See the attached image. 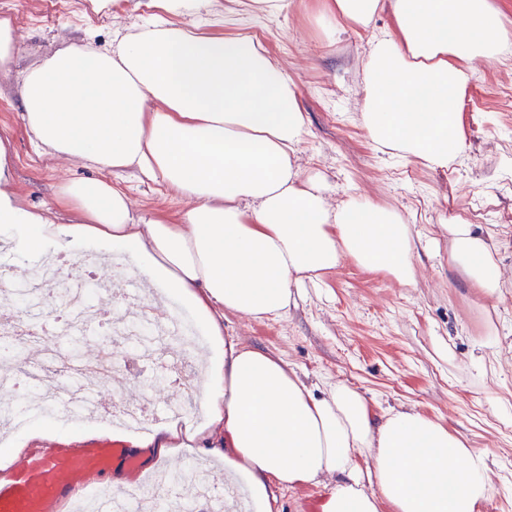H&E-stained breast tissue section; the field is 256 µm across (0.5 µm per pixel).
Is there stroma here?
<instances>
[{
  "mask_svg": "<svg viewBox=\"0 0 512 512\" xmlns=\"http://www.w3.org/2000/svg\"><path fill=\"white\" fill-rule=\"evenodd\" d=\"M321 0H288L274 18L209 9L182 16L189 29L258 34L295 81L309 134L296 163L324 176L330 198L362 197L398 210L420 244L414 255L415 285L383 271L343 262L306 284L286 316L254 320L230 315L224 333L284 359L311 383L345 380L368 399L375 413L415 410L466 438L487 453L493 489L482 512H512V64L477 65L458 110L466 149L447 170L377 151L357 121L364 93L358 65L373 37L393 32L390 13L369 29L327 37L319 20ZM148 6H123L119 15L94 11L91 0H0V14L17 27L20 67L48 57L62 40L94 38L109 46L116 36L136 33L155 15ZM0 131L15 148V181L32 205L52 202L57 186L89 176L84 165L40 157L19 118L12 76L0 74ZM121 186L139 212L176 214L188 201L161 182L125 176ZM464 215L497 237L505 271L500 297L489 299L466 285L448 264V247H433L448 211ZM114 358L129 369L126 383L95 386L107 410L95 418L72 414L31 419L76 437L90 423L118 427V409L145 406L151 415L183 407L190 421L204 419L201 394L148 366L122 336L112 338Z\"/></svg>",
  "mask_w": 512,
  "mask_h": 512,
  "instance_id": "obj_1",
  "label": "stroma"
}]
</instances>
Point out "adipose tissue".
<instances>
[{
	"mask_svg": "<svg viewBox=\"0 0 512 512\" xmlns=\"http://www.w3.org/2000/svg\"><path fill=\"white\" fill-rule=\"evenodd\" d=\"M165 21L105 48L68 42L16 70L23 130L38 154L94 170L65 181L51 205L24 203L12 142L0 135V245L42 256L98 243L192 310L209 340L204 422L118 434L160 460L177 448L223 456L254 512L278 494L328 488L322 512H478L491 493L487 456L411 409L374 414L342 381L308 384L281 357L225 335L233 313L285 315L294 290L350 259L413 283L416 248L402 215L355 197L330 204L320 174L296 164L309 133L297 86L257 34L189 30L200 0H151ZM390 12L393 33L362 62L358 120L380 151L447 169L464 151L457 105L479 62L512 59V30L490 0H323L328 34ZM163 182L191 201L173 215L135 213L118 179ZM65 210L70 223H57ZM448 263L498 297L499 243L450 217Z\"/></svg>",
	"mask_w": 512,
	"mask_h": 512,
	"instance_id": "ef3b65f1",
	"label": "adipose tissue"
}]
</instances>
